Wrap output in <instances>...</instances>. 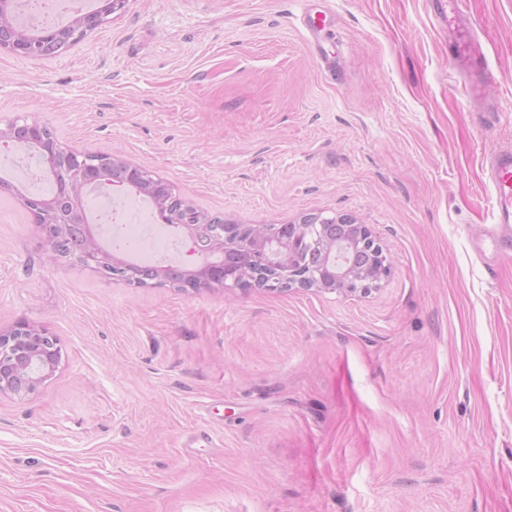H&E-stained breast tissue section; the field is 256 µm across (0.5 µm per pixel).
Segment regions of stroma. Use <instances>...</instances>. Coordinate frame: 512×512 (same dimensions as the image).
Here are the masks:
<instances>
[{"label":"stroma","mask_w":512,"mask_h":512,"mask_svg":"<svg viewBox=\"0 0 512 512\" xmlns=\"http://www.w3.org/2000/svg\"><path fill=\"white\" fill-rule=\"evenodd\" d=\"M19 117L230 224L351 215L391 271L349 297L135 288L50 261L1 193L0 327L63 357L0 396V512H512V239L476 250L512 0H127L58 57L0 52Z\"/></svg>","instance_id":"1"}]
</instances>
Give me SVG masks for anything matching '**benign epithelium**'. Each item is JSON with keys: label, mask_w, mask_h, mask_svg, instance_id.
I'll list each match as a JSON object with an SVG mask.
<instances>
[{"label": "benign epithelium", "mask_w": 512, "mask_h": 512, "mask_svg": "<svg viewBox=\"0 0 512 512\" xmlns=\"http://www.w3.org/2000/svg\"><path fill=\"white\" fill-rule=\"evenodd\" d=\"M0 0V52L27 59L54 58L83 40L127 0H106L97 13L79 12L69 23L32 40L31 30L16 12ZM35 139L48 163L60 169L65 180L50 198L21 193L9 183L0 189L14 192L17 201L33 216L53 260L89 269L108 281H123L136 288L169 284L174 288H243L262 283L272 291L304 290L365 295L390 274L383 247L368 225L348 215L332 218L313 214L296 224H226L197 209L174 187L146 169L123 158L89 156L63 145L55 131L38 120H16L0 127V140ZM108 178L114 183L136 182L150 197L156 217L164 224L180 225L196 253L205 257L193 269L174 273L163 265L134 268L123 257L100 244L82 209L88 185ZM321 255L323 272L305 271L306 253ZM62 347L47 329L25 321L0 329V395L26 397L54 375Z\"/></svg>", "instance_id": "1"}]
</instances>
